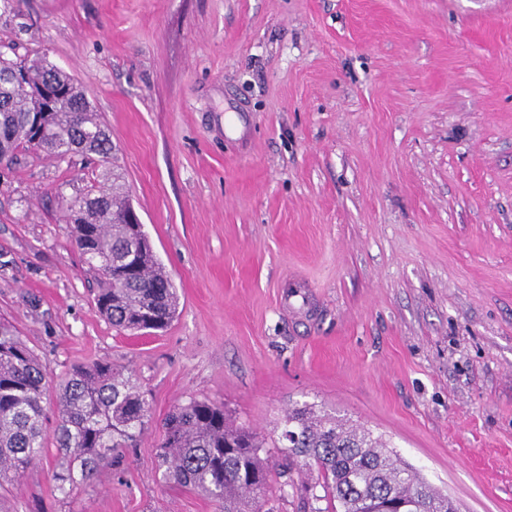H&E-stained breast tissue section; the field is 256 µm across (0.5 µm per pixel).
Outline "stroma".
Instances as JSON below:
<instances>
[{"mask_svg": "<svg viewBox=\"0 0 512 512\" xmlns=\"http://www.w3.org/2000/svg\"><path fill=\"white\" fill-rule=\"evenodd\" d=\"M0 55L89 90L178 312H98L63 202L79 154L0 164V319L53 385L106 359L150 421L72 498L7 512H216L163 481L176 403L277 438L288 407L383 435L457 504L512 512V0H0Z\"/></svg>", "mask_w": 512, "mask_h": 512, "instance_id": "obj_1", "label": "stroma"}]
</instances>
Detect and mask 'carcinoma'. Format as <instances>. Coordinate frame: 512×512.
<instances>
[{
  "label": "carcinoma",
  "instance_id": "obj_1",
  "mask_svg": "<svg viewBox=\"0 0 512 512\" xmlns=\"http://www.w3.org/2000/svg\"><path fill=\"white\" fill-rule=\"evenodd\" d=\"M21 150L60 160L72 153L98 158L94 183L68 200L65 211L75 247L97 275L99 311L120 331L166 328L176 312V288L145 233L126 223L132 206L112 135L82 83L43 59L0 56V163ZM49 376L13 327L0 322V488L19 483L51 437L66 458L54 472L55 488L68 495L96 481L148 424L149 404L134 374L98 359L69 373L50 436L44 428ZM281 426L273 447L288 458L283 486L307 512H456L450 498L368 428L306 403L289 408ZM163 429L165 482L211 498L220 512H273L265 438L236 424L223 404L177 403ZM294 469L306 479L295 481Z\"/></svg>",
  "mask_w": 512,
  "mask_h": 512
}]
</instances>
